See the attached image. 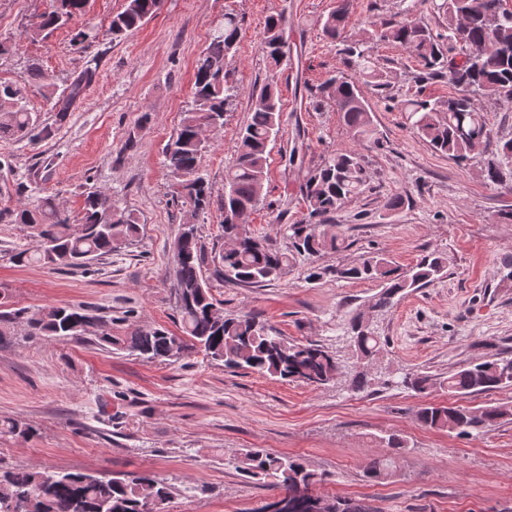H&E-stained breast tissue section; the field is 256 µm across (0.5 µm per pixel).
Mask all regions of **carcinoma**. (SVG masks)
Wrapping results in <instances>:
<instances>
[{"label": "carcinoma", "instance_id": "cac0c4a2", "mask_svg": "<svg viewBox=\"0 0 512 512\" xmlns=\"http://www.w3.org/2000/svg\"><path fill=\"white\" fill-rule=\"evenodd\" d=\"M350 2L336 0L321 25L324 37L342 46L353 74L338 71L330 75L319 85L317 103L326 101L339 112L357 142L380 143L366 92L386 86L388 74L374 56L373 48L381 42L402 47L426 74L448 79L455 89L446 99L418 94L404 100L402 111L409 113L413 130L435 151L454 160L473 158L477 148L489 142L492 132L475 96L512 99V11L503 8V0H441L433 6L447 16L445 34H435L407 15L379 30L366 29L360 39L350 41L346 32ZM86 3L87 0H51L49 8L32 20L27 35L50 37L83 15ZM161 5L162 0H125L110 24L113 38L137 31L157 14ZM286 29V21L279 15H271L265 21L261 52L266 76L253 97L249 120L239 133L235 160L224 174L220 207L224 211L226 244L220 255V274L224 281L237 285L267 286L283 278L298 256L312 261L325 250H341L339 238L327 236L319 227L340 206L360 195L370 180L362 155L354 151L340 150L308 170L300 185L307 216L285 228L290 240L286 250L273 239L258 237L246 225L235 222L237 215L256 210L262 202L269 146L279 131V76L290 53ZM96 38L94 29L85 28L75 33L72 42L76 49L85 51ZM239 38L236 14L224 13L222 26L211 34L208 46L196 61L192 105L183 112L176 133L163 150L164 167L181 186L184 204L189 206L173 244L176 314L181 333L165 328L144 330L129 323L123 335L115 336L108 325L99 334L98 342L102 347L126 351L149 362H165L197 351L232 371L247 370L320 387L335 381L341 372V363L332 351L315 342H293L251 314H224L201 273L203 253L194 219L211 204V191L200 168L209 148L202 133L208 126L224 127V113L236 97L237 86L228 60L236 53ZM29 77L54 100L62 122L83 86L93 82L95 71L85 70L69 93L60 96L52 78L39 64H31ZM45 134L40 114L28 108L21 90L0 83V140L37 139ZM508 159L512 160V139L502 144L500 156L484 162L481 172L491 184L512 190L502 166V161ZM3 216L12 224L26 225L38 238L39 246L34 252L22 250L13 254L12 259L22 264L85 269L93 260L132 243L139 233L134 213L98 190L87 192L77 218L60 209L51 197L0 210V218ZM329 273L338 281L379 283L372 308L384 310L393 305L395 297L442 278L445 261L431 253L404 269L370 251L351 264L329 269ZM98 319L82 306L50 305L30 317L24 308L1 309L0 337L8 335L12 324L23 320L30 336L75 339L77 334L87 333ZM350 329L351 342L360 359H374L384 349L385 341L367 328L362 318H354ZM404 383L417 393L445 387L459 395L482 394L512 385V357L469 364L448 373L443 380L421 371L409 372ZM415 418L425 428L458 435L489 432L501 421L512 419V406L425 403ZM34 435L31 426L0 419L1 437L28 439ZM239 468L249 477L269 478L288 491L298 486L312 489L323 481V474L303 460L262 450L246 452ZM148 498L164 505L171 498V488L150 473L103 479L81 471L24 467L0 470V512H142ZM287 503V512H365L359 503H342L317 495H295Z\"/></svg>", "mask_w": 512, "mask_h": 512}]
</instances>
